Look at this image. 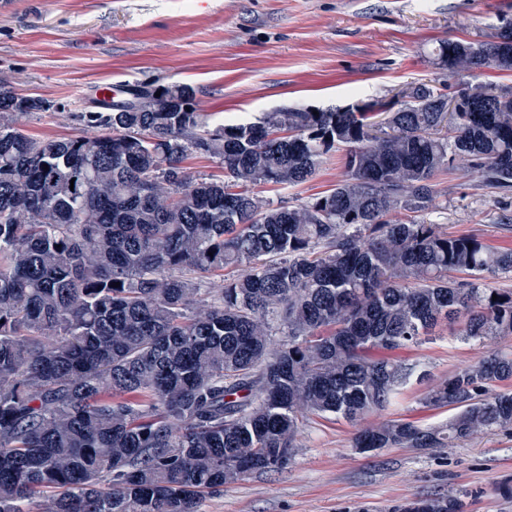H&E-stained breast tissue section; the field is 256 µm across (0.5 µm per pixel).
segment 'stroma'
<instances>
[{
	"label": "stroma",
	"instance_id": "35a3bbf8",
	"mask_svg": "<svg viewBox=\"0 0 512 512\" xmlns=\"http://www.w3.org/2000/svg\"><path fill=\"white\" fill-rule=\"evenodd\" d=\"M0 11V73L18 93L49 103L21 115L36 138L89 135L82 115L96 109L100 86L187 83L209 127L253 122L279 107H342L385 102L446 73L440 41L489 40L512 21V0H12ZM342 153L327 155L310 181L260 196L299 203L334 188ZM429 214L455 235L512 248L492 196L471 175L437 179ZM496 352L512 353L511 336L465 340L443 326L433 340L395 351L413 366L391 405L363 424L401 419L424 426L455 411L424 403L431 388ZM355 428L307 416L293 458L282 469L244 476L200 512H393L405 500L465 496V512H512V431L482 434L447 448L353 450Z\"/></svg>",
	"mask_w": 512,
	"mask_h": 512
}]
</instances>
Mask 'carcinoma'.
Here are the masks:
<instances>
[{
  "mask_svg": "<svg viewBox=\"0 0 512 512\" xmlns=\"http://www.w3.org/2000/svg\"><path fill=\"white\" fill-rule=\"evenodd\" d=\"M438 60L448 83L383 124L278 110L210 130L191 85L156 97L137 84L83 113L103 133L75 138L20 129L45 101L0 74V512H32L48 488L51 512H199L204 495L285 465L306 416L357 425L385 410L413 368L384 352L443 323L466 340L512 334V290L491 285L512 277V249L423 219L437 176L457 170L508 210L512 89L491 100L480 77L512 72V22L441 43ZM463 75L481 111L451 124L437 100ZM339 151L343 177L324 195L255 192L299 186ZM198 152L224 176L191 177L182 163ZM230 266L243 272L200 304ZM504 381L511 355L471 364L425 398L458 410L448 423L383 421L352 448L512 429V392L493 391ZM394 512L464 510L438 497Z\"/></svg>",
  "mask_w": 512,
  "mask_h": 512,
  "instance_id": "cac0c4a2",
  "label": "carcinoma"
}]
</instances>
